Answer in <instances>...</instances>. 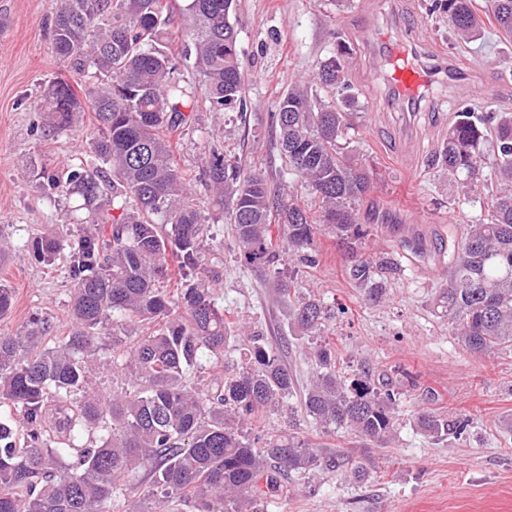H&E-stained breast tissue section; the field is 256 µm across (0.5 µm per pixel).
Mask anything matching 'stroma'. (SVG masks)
Wrapping results in <instances>:
<instances>
[{
  "mask_svg": "<svg viewBox=\"0 0 512 512\" xmlns=\"http://www.w3.org/2000/svg\"><path fill=\"white\" fill-rule=\"evenodd\" d=\"M433 2L236 0L246 112H214L201 103L191 125L174 135L178 164L191 173L201 206L211 198L200 177L214 146L246 170L295 184L283 170L269 114L289 87L311 79L318 62L344 42L348 79L361 104L356 149L381 174L360 212L371 227L364 252L398 250L411 230L428 247L424 258L402 257L387 299L372 304L348 278L344 249L318 236L319 264L300 270L296 280L335 313L326 335L340 372L363 369L392 381L407 372L415 383L403 388L397 437L386 448L366 446L346 430L325 435L312 420H301L299 432L311 447L367 456L371 477L364 483L338 472L306 481L282 477L283 493L268 512H512V353L465 352L435 304L444 284L435 247L485 212L480 201L464 199L453 177L429 164L461 107L512 112V38L489 29L481 40L454 46L448 16L433 11ZM56 9V0H0V236L8 243L0 278L14 290L0 335L24 329L37 314L50 320L56 335L71 328L67 265L38 263L31 250L34 233L80 232L67 201L41 189L36 174L43 168L65 172L73 158L84 156L95 123L88 109L82 123L57 135L39 108L49 80L67 72L52 44ZM401 18L412 21L413 39L430 64L452 60L462 69L459 84H436L406 112L392 105L373 71L381 50L366 38L367 29L384 33ZM471 85L484 87V97L466 100ZM211 231L224 245L217 271L227 317L249 322L267 345L285 346V363L306 383V345L289 331L288 308L277 301L268 274L240 265L229 224L218 221ZM426 410L468 426L457 437L431 438L414 423Z\"/></svg>",
  "mask_w": 512,
  "mask_h": 512,
  "instance_id": "stroma-1",
  "label": "stroma"
}]
</instances>
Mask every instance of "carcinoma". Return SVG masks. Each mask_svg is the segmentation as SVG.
<instances>
[{"mask_svg":"<svg viewBox=\"0 0 512 512\" xmlns=\"http://www.w3.org/2000/svg\"><path fill=\"white\" fill-rule=\"evenodd\" d=\"M234 0H187L179 26L190 38L194 69L214 112L244 109L245 66L237 50ZM493 19L512 36V0H491ZM454 43L480 39L485 21L473 0H438ZM163 0H59L53 24L57 55L88 77L74 87L48 83L43 111L56 133L73 126L88 102L96 124L87 158L66 175L43 170L39 181L74 200L83 234L34 238V254L53 265L68 252L71 329L53 335L46 319L0 336V512H111L112 499L136 498V512L184 505L189 512H264L280 476L341 468L370 478L352 456L315 450L296 432L254 436L248 426L282 411L296 378L282 351L250 336L241 369L191 379L224 358L231 321L210 279L220 248H206L204 225L216 220L190 191L170 136L188 124L196 100L176 77L166 43L174 19ZM347 48L337 42L318 65L325 102L304 83L288 88L270 113L281 158L314 195L319 211L293 191L272 193L266 178L245 172L218 148L205 175L215 206L233 226L240 261L269 272L288 301V326L311 341L316 369L300 410L326 433L353 432L385 448L396 435L398 392L368 373L336 374V350L325 339L330 309L315 297H291L299 267L318 265L316 235L336 238L348 254V277L366 300L385 299L399 264L391 252L361 253L369 230L360 207L376 168L351 153L358 96L346 79ZM432 166L478 192L484 169L497 186L488 218L465 224L448 244V280L436 305L458 342L473 353L512 352V112L454 115ZM294 269L284 270L282 254ZM114 370L123 386L103 395L92 377ZM417 426L433 437L465 429L424 412ZM98 440L78 446L85 435Z\"/></svg>","mask_w":512,"mask_h":512,"instance_id":"carcinoma-1","label":"carcinoma"}]
</instances>
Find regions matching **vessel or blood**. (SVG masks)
I'll return each instance as SVG.
<instances>
[{"mask_svg": "<svg viewBox=\"0 0 512 512\" xmlns=\"http://www.w3.org/2000/svg\"><path fill=\"white\" fill-rule=\"evenodd\" d=\"M385 52L381 57L379 71L404 107H411L430 88L436 78L434 70L428 68L415 44L404 35L381 36Z\"/></svg>", "mask_w": 512, "mask_h": 512, "instance_id": "vessel-or-blood-1", "label": "vessel or blood"}]
</instances>
